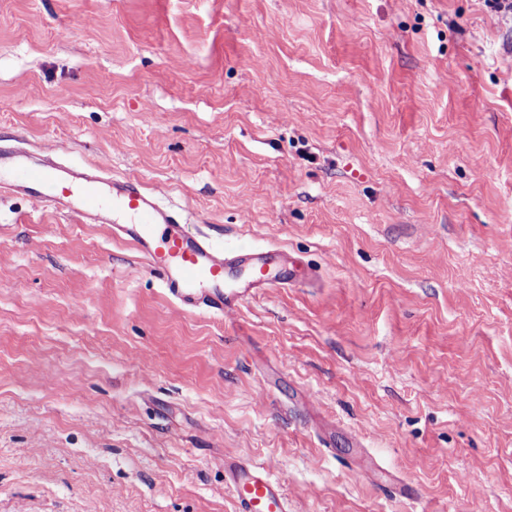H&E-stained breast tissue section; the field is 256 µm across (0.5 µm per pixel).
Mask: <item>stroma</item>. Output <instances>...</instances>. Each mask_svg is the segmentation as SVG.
I'll use <instances>...</instances> for the list:
<instances>
[{
    "instance_id": "35a3bbf8",
    "label": "stroma",
    "mask_w": 512,
    "mask_h": 512,
    "mask_svg": "<svg viewBox=\"0 0 512 512\" xmlns=\"http://www.w3.org/2000/svg\"><path fill=\"white\" fill-rule=\"evenodd\" d=\"M109 82H101V72ZM162 186L306 274L213 316L0 195V512H512V15L0 0V143ZM224 469L238 512H288L284 489L267 469L233 462Z\"/></svg>"
}]
</instances>
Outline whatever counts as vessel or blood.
Here are the masks:
<instances>
[{
    "label": "vessel or blood",
    "instance_id": "1",
    "mask_svg": "<svg viewBox=\"0 0 512 512\" xmlns=\"http://www.w3.org/2000/svg\"><path fill=\"white\" fill-rule=\"evenodd\" d=\"M24 195L84 224H108L116 238L131 244L157 272L162 286L181 306L224 315L262 288L290 285L273 274L279 252L253 248L225 255L206 236L183 231L158 189L135 176H115L92 163L73 165L34 158L20 147H0V193ZM251 266L253 278L226 283L229 263ZM237 512H288L281 484L261 466H224Z\"/></svg>",
    "mask_w": 512,
    "mask_h": 512
}]
</instances>
